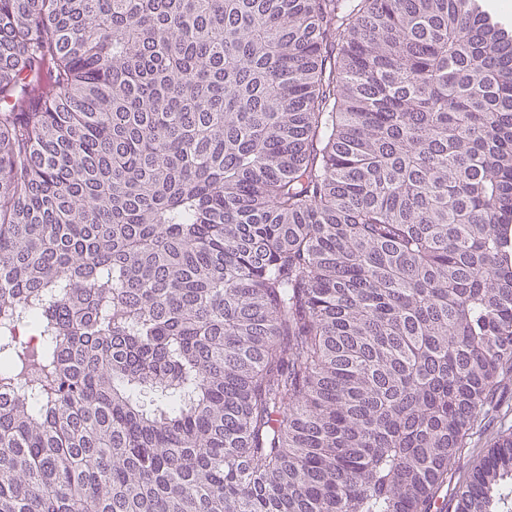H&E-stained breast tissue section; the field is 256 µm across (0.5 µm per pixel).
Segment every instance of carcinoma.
<instances>
[{
  "instance_id": "cac0c4a2",
  "label": "carcinoma",
  "mask_w": 512,
  "mask_h": 512,
  "mask_svg": "<svg viewBox=\"0 0 512 512\" xmlns=\"http://www.w3.org/2000/svg\"><path fill=\"white\" fill-rule=\"evenodd\" d=\"M505 369L475 0H0V512H432Z\"/></svg>"
}]
</instances>
